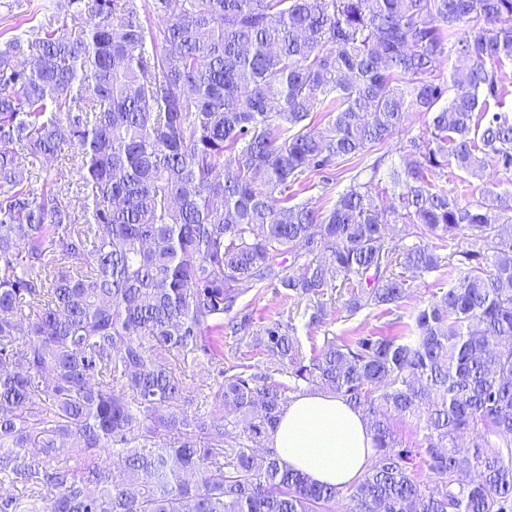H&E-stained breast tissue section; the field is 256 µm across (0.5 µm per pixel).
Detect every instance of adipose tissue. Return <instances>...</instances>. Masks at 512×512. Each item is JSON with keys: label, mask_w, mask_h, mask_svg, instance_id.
<instances>
[{"label": "adipose tissue", "mask_w": 512, "mask_h": 512, "mask_svg": "<svg viewBox=\"0 0 512 512\" xmlns=\"http://www.w3.org/2000/svg\"><path fill=\"white\" fill-rule=\"evenodd\" d=\"M269 444L292 468L338 487L357 480L374 456L362 413L342 397L321 390L289 400Z\"/></svg>", "instance_id": "adipose-tissue-1"}]
</instances>
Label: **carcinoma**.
<instances>
[{
	"label": "carcinoma",
	"instance_id": "1",
	"mask_svg": "<svg viewBox=\"0 0 512 512\" xmlns=\"http://www.w3.org/2000/svg\"><path fill=\"white\" fill-rule=\"evenodd\" d=\"M505 60L512 0H55L0 38V512H512V192L441 185L512 170V114L490 111ZM414 113L431 122L387 213L376 152ZM59 157L78 179L51 175ZM367 158L329 209L293 202ZM444 265L458 276L396 336L307 350L237 309L274 283L319 324L338 288L351 315L397 307L403 271ZM226 333L269 363L224 362ZM176 355L216 383L189 388ZM310 389L368 420L348 486L265 448ZM494 182L496 185H492ZM448 192L458 195L462 203L472 198H477L485 189L493 188L497 191L512 189V174H503L494 170H486L482 177L470 176L455 171L453 175L448 173ZM394 429L397 431L398 438L403 448H423L425 445L424 434L414 426L409 425L403 420L396 418L393 420Z\"/></svg>",
	"mask_w": 512,
	"mask_h": 512
}]
</instances>
